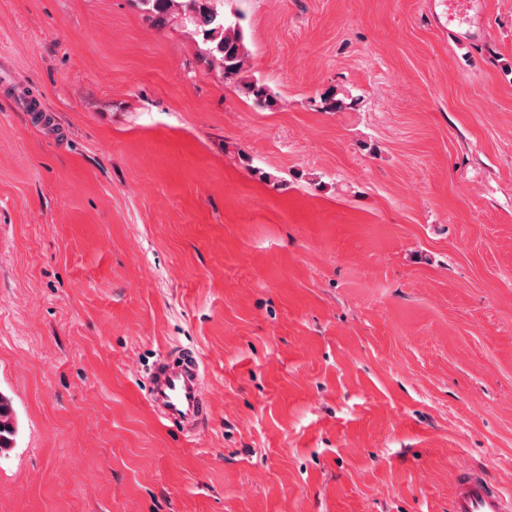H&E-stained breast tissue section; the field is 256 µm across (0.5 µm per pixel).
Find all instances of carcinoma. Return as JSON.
<instances>
[{
	"mask_svg": "<svg viewBox=\"0 0 512 512\" xmlns=\"http://www.w3.org/2000/svg\"><path fill=\"white\" fill-rule=\"evenodd\" d=\"M149 18L156 25H163L168 16L181 12L195 32L202 35L207 48L201 57L205 61L221 65L224 81L242 85L253 97L258 107H271L276 102L269 88L254 79L243 76L245 72V48L239 24L224 14V0H141ZM14 412L9 397L0 393V453L14 447L19 433V420L3 422V416Z\"/></svg>",
	"mask_w": 512,
	"mask_h": 512,
	"instance_id": "cac0c4a2",
	"label": "carcinoma"
}]
</instances>
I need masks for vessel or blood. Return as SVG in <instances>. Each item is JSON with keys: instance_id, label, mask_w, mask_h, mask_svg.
<instances>
[{"instance_id": "obj_1", "label": "vessel or blood", "mask_w": 512, "mask_h": 512, "mask_svg": "<svg viewBox=\"0 0 512 512\" xmlns=\"http://www.w3.org/2000/svg\"><path fill=\"white\" fill-rule=\"evenodd\" d=\"M148 405L162 422L199 432L208 420L199 356H168L150 373ZM450 512H512V490L490 484L482 471L459 469Z\"/></svg>"}]
</instances>
